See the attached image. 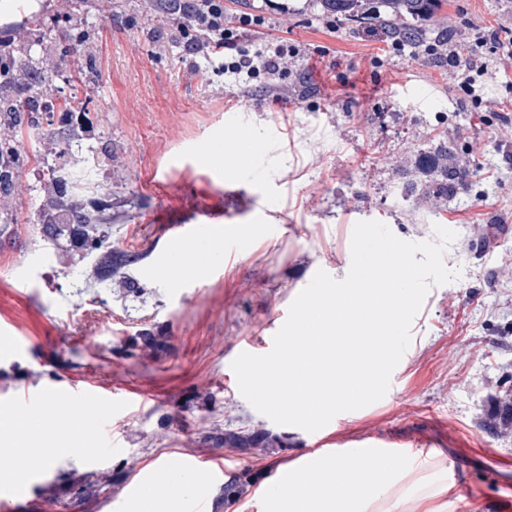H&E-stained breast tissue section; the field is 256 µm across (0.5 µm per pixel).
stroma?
<instances>
[{
  "instance_id": "1",
  "label": "stroma",
  "mask_w": 512,
  "mask_h": 512,
  "mask_svg": "<svg viewBox=\"0 0 512 512\" xmlns=\"http://www.w3.org/2000/svg\"><path fill=\"white\" fill-rule=\"evenodd\" d=\"M227 10L264 15L266 40L299 45L285 75L247 84L206 68L173 36L153 0H40V29L14 30L18 67L45 79L12 96L81 100L92 121L94 196L111 206L112 245L137 255L128 272L145 288L132 300L115 288L74 290L97 256L77 268L39 248L35 227L46 202L47 158L66 130L40 144L10 198L12 245L0 248V326L19 353L0 355V401L92 379L116 397L111 418L81 410L97 431L95 455L71 453L32 474L23 492L0 489L8 512H127L150 468L191 459L195 498L224 496L209 467L251 469L260 478L316 452L374 442L403 459L434 464L452 487L447 512H512V131L496 112L512 111V79L477 80L479 108L457 105L458 79L428 57L402 56L390 42L337 20L324 25L319 0H226ZM512 28V0H448L426 40L469 24ZM269 141L256 171L225 184L231 130ZM454 144L451 165L470 171L457 199L438 212L399 201L417 150L436 137ZM205 211L226 215L223 237L197 232L210 256L203 272L184 270L175 224ZM377 220L398 238L435 240L456 280L434 285L416 315L412 341L379 401L307 432L279 425L240 393L231 368L243 352L262 355L281 314L317 271L343 279L357 222ZM162 336L159 350L129 356L140 330ZM140 399L125 409L120 400ZM265 429L287 436L278 454L243 456L203 442L214 428ZM105 473L84 499L72 477Z\"/></svg>"
}]
</instances>
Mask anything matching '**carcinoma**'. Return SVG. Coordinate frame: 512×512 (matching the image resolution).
Segmentation results:
<instances>
[{
    "mask_svg": "<svg viewBox=\"0 0 512 512\" xmlns=\"http://www.w3.org/2000/svg\"><path fill=\"white\" fill-rule=\"evenodd\" d=\"M324 12L336 18L362 23L373 21L376 27L393 39L413 41L422 37V25L432 22L448 5V0H320ZM38 99L28 102V111L23 112L17 103L0 98V197L8 198L14 193L13 180L19 177L23 156L19 145L25 130L40 125ZM89 128L71 132L67 144L58 146L48 183L49 200L39 215L40 240L50 242L56 248H65L64 260L76 266L86 255L102 250L101 266L94 269L96 281L102 284L115 276L123 279L124 288L130 295L139 293L140 285L125 276V268L138 260L112 247L111 214L103 207L98 211L88 210L75 202L71 188L88 179L87 171L72 160V146L78 136H86ZM452 152L450 142L442 139L417 162V177L406 186L408 195L421 198H436L446 201L456 197L465 174L448 166V155ZM219 440L226 448H260L276 454L288 446V440L264 429L235 432L226 430L218 435L211 432L204 441ZM251 483L250 473L242 471L239 477L224 485V496L239 499Z\"/></svg>",
    "mask_w": 512,
    "mask_h": 512,
    "instance_id": "1",
    "label": "carcinoma"
}]
</instances>
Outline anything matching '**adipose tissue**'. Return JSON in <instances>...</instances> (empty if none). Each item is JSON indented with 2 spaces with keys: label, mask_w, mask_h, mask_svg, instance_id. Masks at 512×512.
Wrapping results in <instances>:
<instances>
[{
  "label": "adipose tissue",
  "mask_w": 512,
  "mask_h": 512,
  "mask_svg": "<svg viewBox=\"0 0 512 512\" xmlns=\"http://www.w3.org/2000/svg\"><path fill=\"white\" fill-rule=\"evenodd\" d=\"M54 407V401H47L40 417L52 418ZM37 418L24 412L15 414V425L4 440L13 446L16 464L0 470V484L18 487L22 475L69 456L66 441L46 440L33 432ZM425 468V461L417 459L408 469H401L391 454L319 453L306 461L297 459L283 465L286 480L266 494V512H386V505L398 498L409 499L413 512H443L440 502L448 498L451 487L428 481ZM162 486L170 488L169 496H158ZM195 492L194 478L167 467L158 468L130 503L129 512H185L184 505Z\"/></svg>",
  "instance_id": "1"
}]
</instances>
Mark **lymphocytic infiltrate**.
Instances as JSON below:
<instances>
[{"label":"lymphocytic infiltrate","mask_w":512,"mask_h":512,"mask_svg":"<svg viewBox=\"0 0 512 512\" xmlns=\"http://www.w3.org/2000/svg\"><path fill=\"white\" fill-rule=\"evenodd\" d=\"M165 14L172 16L180 41L190 53L202 56L215 72L237 82L283 75L290 58L300 53L298 46L279 41L259 46L246 42L247 32L264 27L265 16L253 13L228 14L224 0H160ZM477 44L488 47L485 57L459 51L455 43L436 40L425 45L393 41L397 52L424 54L438 59L460 75L462 95L460 107L480 104L474 93L477 78L490 75L491 64L505 65L512 61V28L485 26L476 28Z\"/></svg>","instance_id":"1"}]
</instances>
